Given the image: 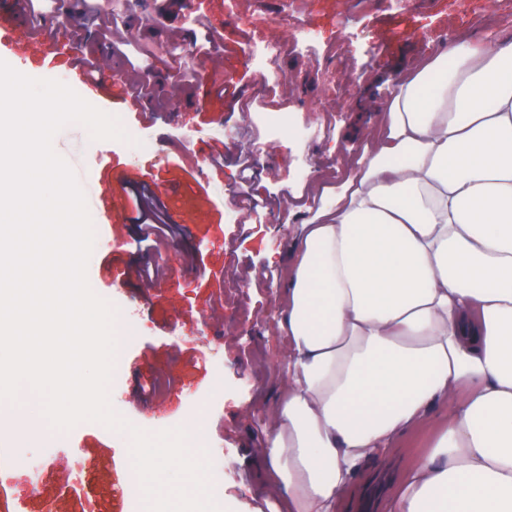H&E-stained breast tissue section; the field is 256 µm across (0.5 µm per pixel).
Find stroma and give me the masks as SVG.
<instances>
[{"label": "stroma", "mask_w": 512, "mask_h": 512, "mask_svg": "<svg viewBox=\"0 0 512 512\" xmlns=\"http://www.w3.org/2000/svg\"><path fill=\"white\" fill-rule=\"evenodd\" d=\"M38 49L0 39V60L27 54V76L75 86L86 60L106 57L97 89L82 97L119 118L134 144L92 140L81 125L56 143L75 174L96 179L95 228L87 277L117 310L122 345L111 403L149 432L184 427L192 449L207 448L214 495L227 512H288V494L268 485L262 450L269 406L288 371L279 330L288 256L300 227L331 192L354 177L376 107L421 62L462 41L512 33V0H33ZM82 14L83 41H69L62 14ZM210 39L196 56L193 39ZM276 39L275 61L252 47ZM195 72L173 93L135 112L114 96V72L153 82L175 65ZM230 94L218 96L219 87ZM224 164L212 168L211 159ZM251 156L250 211L238 196L239 157ZM147 183L174 226L146 252L135 250L134 196ZM159 265L152 285L127 279L135 265ZM270 271L259 279V271ZM0 456V512H134L117 497L133 471L130 437L82 422L43 436L17 429ZM424 431L401 435L351 480L335 512H390L404 476L431 450ZM94 476H69L75 459Z\"/></svg>", "instance_id": "stroma-1"}]
</instances>
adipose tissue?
I'll list each match as a JSON object with an SVG mask.
<instances>
[{"instance_id": "1", "label": "adipose tissue", "mask_w": 512, "mask_h": 512, "mask_svg": "<svg viewBox=\"0 0 512 512\" xmlns=\"http://www.w3.org/2000/svg\"><path fill=\"white\" fill-rule=\"evenodd\" d=\"M381 113L288 263L264 454L293 512H331L445 401L393 512H512V35L438 54Z\"/></svg>"}]
</instances>
